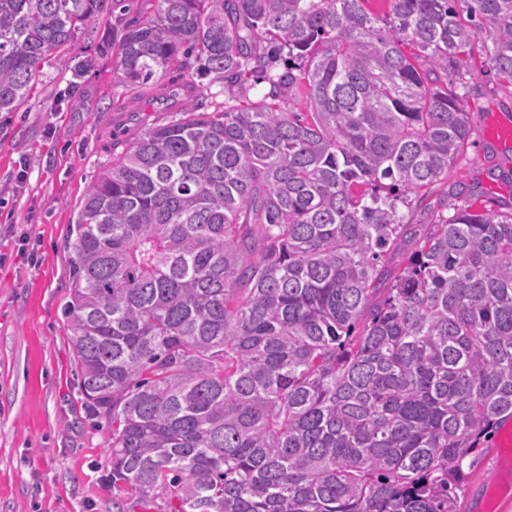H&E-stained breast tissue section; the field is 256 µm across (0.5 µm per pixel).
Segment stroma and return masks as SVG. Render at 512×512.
I'll return each mask as SVG.
<instances>
[{"label": "stroma", "instance_id": "1", "mask_svg": "<svg viewBox=\"0 0 512 512\" xmlns=\"http://www.w3.org/2000/svg\"><path fill=\"white\" fill-rule=\"evenodd\" d=\"M77 31L70 49L49 58L19 111L0 114V512H171L167 500L141 502L106 482L107 430L90 424L78 400L70 323L71 226L88 185L112 158V135L142 129L132 112L119 122L125 87L110 60L96 56L101 26ZM469 81L471 143L436 192L412 196L409 224H435L474 194L479 204L512 207V138L489 139L487 122L512 123V87L487 71L482 52ZM93 68L72 86V69ZM462 512L484 501L512 512V454L499 436L468 471Z\"/></svg>", "mask_w": 512, "mask_h": 512}]
</instances>
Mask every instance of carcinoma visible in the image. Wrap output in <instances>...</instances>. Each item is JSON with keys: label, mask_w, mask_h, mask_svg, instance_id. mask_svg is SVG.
<instances>
[{"label": "carcinoma", "mask_w": 512, "mask_h": 512, "mask_svg": "<svg viewBox=\"0 0 512 512\" xmlns=\"http://www.w3.org/2000/svg\"><path fill=\"white\" fill-rule=\"evenodd\" d=\"M108 1L0 0V112ZM148 2L96 54L130 102L184 103L112 140L72 227L112 485L172 512H460L463 465L512 418V212L421 232L399 206L469 144L475 44L512 87V0Z\"/></svg>", "instance_id": "obj_1"}]
</instances>
